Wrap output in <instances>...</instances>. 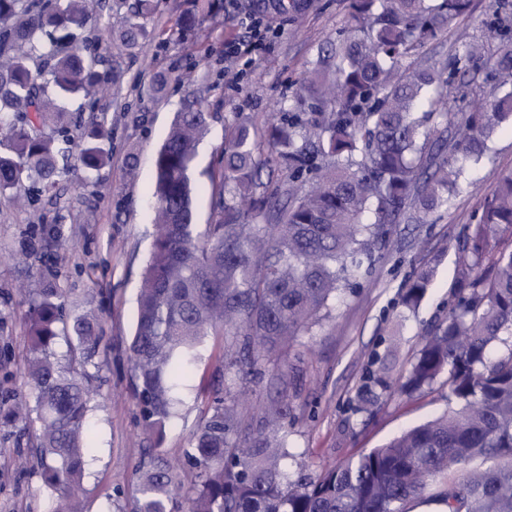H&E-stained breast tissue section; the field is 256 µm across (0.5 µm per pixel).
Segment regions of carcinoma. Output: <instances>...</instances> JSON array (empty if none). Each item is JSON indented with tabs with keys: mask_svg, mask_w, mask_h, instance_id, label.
<instances>
[{
	"mask_svg": "<svg viewBox=\"0 0 512 512\" xmlns=\"http://www.w3.org/2000/svg\"><path fill=\"white\" fill-rule=\"evenodd\" d=\"M471 0H345L336 48L305 72L299 108L266 130L284 180L259 181L256 132L244 120L224 129V190L216 219L199 232L192 177L200 140L215 119L196 99L176 113L155 158V235L142 273L131 342L132 391L145 430L160 438L182 403L179 380L190 376L202 340L224 335V395L214 398L185 450L195 471L187 512H410L416 501L445 512H512V171L458 248L457 287L448 315L428 330L397 391L411 396L442 379L443 414L389 443L318 473L291 475L288 373L277 375L281 399L257 422L239 407V374L264 363L329 315L387 246L392 225L421 223L461 191L462 162L480 161L500 124L512 123V36L502 22L497 53L460 39L452 59L414 57L427 41L467 14ZM98 0H0V193L32 183L55 186L75 160L90 179L109 160L112 128L91 127L77 145L67 104H94L114 94L121 76L102 69L91 36ZM154 0H136L120 33L136 50L151 36ZM48 39L47 71L29 64ZM489 60L497 96L478 103L462 94L448 112L455 77ZM52 125L55 135L41 128ZM313 186L306 187L308 182ZM509 239L490 244V233ZM429 277L402 289L415 309ZM93 308L66 312L52 275L28 300L26 385L0 422L27 426L36 413V452L48 490L78 512L85 492L90 432L89 378L82 365L99 352ZM67 337L71 358L53 351ZM497 342L509 345L489 355ZM392 388L386 364L369 376L367 393ZM179 475L158 456L139 477L133 512H180Z\"/></svg>",
	"mask_w": 512,
	"mask_h": 512,
	"instance_id": "obj_1",
	"label": "carcinoma"
}]
</instances>
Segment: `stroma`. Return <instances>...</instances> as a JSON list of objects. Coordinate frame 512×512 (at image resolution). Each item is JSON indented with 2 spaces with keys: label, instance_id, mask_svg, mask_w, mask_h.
<instances>
[{
  "label": "stroma",
  "instance_id": "35a3bbf8",
  "mask_svg": "<svg viewBox=\"0 0 512 512\" xmlns=\"http://www.w3.org/2000/svg\"><path fill=\"white\" fill-rule=\"evenodd\" d=\"M135 0H102L101 52L108 70L121 76L117 98L94 110L72 115L71 134L81 139L91 124L112 129L110 162L95 183L81 185L75 174L55 189L16 203L13 192L0 194V400L24 391L28 294L51 269L69 312L95 308L101 346L85 366L95 391L89 406L93 451L84 477L81 512H130L139 469L161 450L179 473L180 496H187L195 473L184 451L214 399L224 374V339L208 337L191 376L181 387L180 415L162 440L149 438L130 395L129 343L136 321V296L148 260L153 231L154 158L180 103L204 99L216 119L198 146L194 178L195 222L212 223L215 194L221 187L224 130L248 120L262 129L287 115L299 94V80L334 38L345 14L344 0H302L295 15L282 13L279 0H220L205 19L192 21V0H155L156 39L143 54H130L112 42ZM257 13L275 29L263 49L227 59L225 42L239 41L245 14ZM497 20L495 0H473L467 17L454 22L426 57H452L460 34L484 39ZM166 84L155 91L156 75ZM136 175L128 173L129 157ZM512 170V130L496 131L483 162L468 166V188L428 223L394 225L389 246L370 273L337 303L331 314L295 338L287 353L272 358L262 374L241 375L247 394L245 414H258L278 399L276 374L288 372L291 414L286 467L304 463L310 472L379 447L402 430L442 412L448 405L443 384L413 396L382 397L361 410L375 357L396 347L390 375L407 374L422 332L448 313L457 279V240L481 211L500 172ZM62 236L48 237L50 227ZM431 273L416 311L400 303V289L416 273ZM33 440L20 427L0 424V512H48L58 498L45 488L42 471L29 454Z\"/></svg>",
  "mask_w": 512,
  "mask_h": 512
}]
</instances>
